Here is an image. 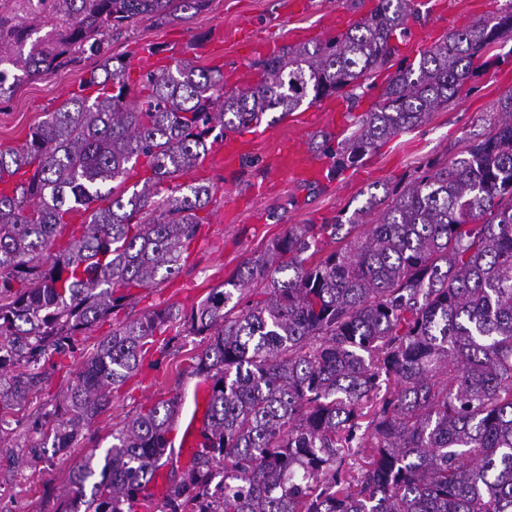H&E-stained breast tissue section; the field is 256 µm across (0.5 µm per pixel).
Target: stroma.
<instances>
[{
	"instance_id": "obj_1",
	"label": "stroma",
	"mask_w": 512,
	"mask_h": 512,
	"mask_svg": "<svg viewBox=\"0 0 512 512\" xmlns=\"http://www.w3.org/2000/svg\"><path fill=\"white\" fill-rule=\"evenodd\" d=\"M473 11H464L461 0H444L443 33L471 26L479 20L512 11V0H474ZM378 0H311L309 11L283 17L280 0H210L193 17L164 26L141 21L116 37L112 54L134 60L141 48L184 42L186 57L196 65H213L209 42L218 27L250 23L276 41L278 47L325 41L319 30L325 13L339 16L340 31H347L369 14ZM499 56L452 99L432 112L422 126L391 137L357 165L335 171L326 159L321 181L300 185L286 177L270 183L267 157L275 155L288 138L307 134L312 151H319L324 117L309 105H301L275 124L249 128L251 144L236 168L210 170L197 166L180 177L181 185L204 183L214 193L202 210L200 236L180 271L160 286L137 290L136 300L126 307V316L179 307L190 312L213 288L220 286L252 254L264 251L293 224H333L359 216L361 223H374L377 212L365 211L370 194L404 187L424 171L428 162L452 161L470 144L482 140L501 121L497 106L512 94V39L497 44ZM97 65L88 58L72 69L57 71L27 82L9 103L0 105V148L21 146L29 130L55 111ZM113 320L100 321L77 336L65 355L39 363V382L23 406L0 411V512H59L70 488L74 466L89 453L104 456L112 434L124 422L153 403L179 393L185 378L194 374V358L203 349L201 337L191 335L182 321L168 324L165 332L148 344L138 371L123 384L114 385L108 408L82 431L73 447L51 460L38 459L40 436L35 424L53 413L60 396L108 335Z\"/></svg>"
}]
</instances>
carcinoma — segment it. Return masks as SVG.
I'll return each mask as SVG.
<instances>
[{"instance_id":"1","label":"carcinoma","mask_w":512,"mask_h":512,"mask_svg":"<svg viewBox=\"0 0 512 512\" xmlns=\"http://www.w3.org/2000/svg\"><path fill=\"white\" fill-rule=\"evenodd\" d=\"M29 2L64 31L32 41L33 27L0 3V103L86 54L100 64L21 147L0 149V175L18 176L0 191V376L13 372L0 409L25 402L40 359L125 309L132 289L179 272L212 190L181 195L171 182L204 160L208 142L271 112L275 123L306 98L351 95L394 66L350 133L322 135L336 169L352 167L425 123L512 37L510 11L394 65L392 39L415 12L410 0H378L347 32L261 60L260 79L243 89L182 59L147 71L134 95L112 38L144 17L186 20L209 0ZM497 111L508 119L451 162L370 194L378 218L346 247L319 249L359 227L354 219L292 224L190 313L168 307L116 324L54 418L36 425L53 453L105 411L107 390L138 371L149 339L181 320L206 340L194 370L212 382L208 425L161 512H512V95ZM80 208L90 220L56 247ZM177 406L175 395L130 417L103 459L72 475L60 512H134Z\"/></svg>"}]
</instances>
